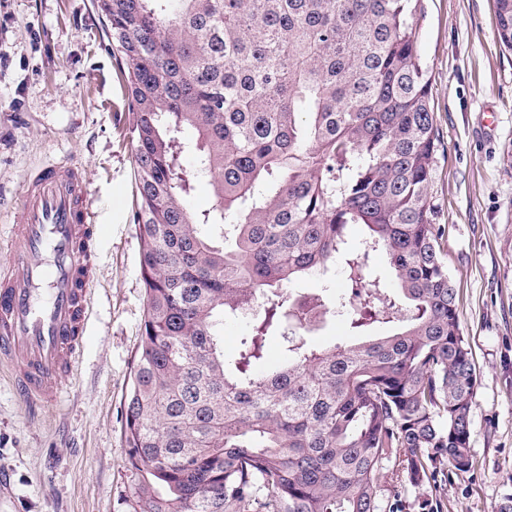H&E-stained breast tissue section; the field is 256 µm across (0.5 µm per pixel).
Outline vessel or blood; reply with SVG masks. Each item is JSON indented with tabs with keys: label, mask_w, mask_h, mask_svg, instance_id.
Here are the masks:
<instances>
[{
	"label": "vessel or blood",
	"mask_w": 512,
	"mask_h": 512,
	"mask_svg": "<svg viewBox=\"0 0 512 512\" xmlns=\"http://www.w3.org/2000/svg\"><path fill=\"white\" fill-rule=\"evenodd\" d=\"M99 235L82 166L48 163L24 185L0 264V362L30 410L58 402L84 346Z\"/></svg>",
	"instance_id": "1"
}]
</instances>
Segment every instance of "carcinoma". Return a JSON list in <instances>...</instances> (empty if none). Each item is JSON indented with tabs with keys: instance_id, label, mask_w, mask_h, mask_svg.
<instances>
[{
	"instance_id": "cac0c4a2",
	"label": "carcinoma",
	"mask_w": 512,
	"mask_h": 512,
	"mask_svg": "<svg viewBox=\"0 0 512 512\" xmlns=\"http://www.w3.org/2000/svg\"><path fill=\"white\" fill-rule=\"evenodd\" d=\"M133 122L145 288L125 395L132 512H379L383 464L466 473L476 371L429 200L418 0H93ZM512 48V0H496ZM192 137H184L185 132ZM217 204L193 212V181ZM364 225L359 246L347 228ZM384 252L395 279L365 280ZM342 263L332 306L289 285ZM264 317L224 358V318ZM353 342L316 348L312 319ZM376 323L387 336H370ZM278 332L283 358L267 362Z\"/></svg>"
}]
</instances>
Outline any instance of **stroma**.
I'll return each mask as SVG.
<instances>
[{
  "label": "stroma",
  "instance_id": "1",
  "mask_svg": "<svg viewBox=\"0 0 512 512\" xmlns=\"http://www.w3.org/2000/svg\"><path fill=\"white\" fill-rule=\"evenodd\" d=\"M494 0H421L416 34L439 144L430 201L478 387L475 466L421 490L385 464L382 512H497L512 495V48ZM92 0H0V262L30 173L73 160L86 171L96 245L90 332L57 408L35 415L0 363V512H131L124 398L145 293L133 222L132 114ZM342 267L295 293L350 297Z\"/></svg>",
  "mask_w": 512,
  "mask_h": 512
}]
</instances>
